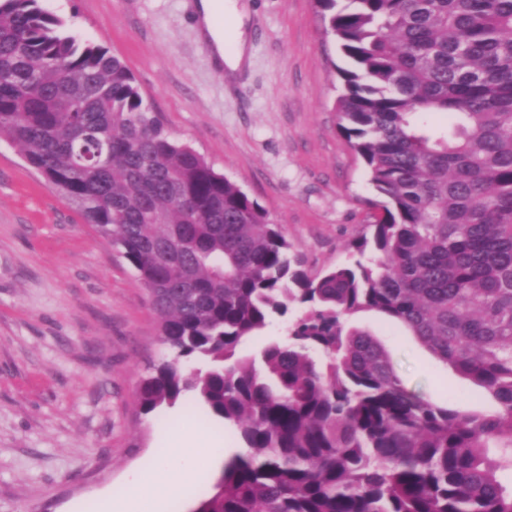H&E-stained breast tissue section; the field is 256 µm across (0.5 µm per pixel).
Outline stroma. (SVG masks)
<instances>
[{"instance_id": "35a3bbf8", "label": "stroma", "mask_w": 512, "mask_h": 512, "mask_svg": "<svg viewBox=\"0 0 512 512\" xmlns=\"http://www.w3.org/2000/svg\"><path fill=\"white\" fill-rule=\"evenodd\" d=\"M250 60L226 78L193 0H41L134 75L169 134L279 224L312 274L346 262L375 211L363 161L340 133L336 70L350 61L315 0H249ZM350 323L385 347L405 387L489 412L491 396L374 312ZM165 353L133 268L80 208L0 138V512H98L169 430L192 424L238 451L200 409L140 414L141 376Z\"/></svg>"}]
</instances>
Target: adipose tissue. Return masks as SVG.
<instances>
[{
	"label": "adipose tissue",
	"mask_w": 512,
	"mask_h": 512,
	"mask_svg": "<svg viewBox=\"0 0 512 512\" xmlns=\"http://www.w3.org/2000/svg\"><path fill=\"white\" fill-rule=\"evenodd\" d=\"M243 25L248 6L245 0H200L197 6L199 32L209 44L214 56L228 73H235L249 58V49L243 32L227 39L217 26V14ZM197 439L191 429L176 432L174 442H158L150 462L138 470L127 482L124 492L103 502L100 512H138L137 503L143 489H155L159 498L154 512H166L170 499L184 496L195 480Z\"/></svg>",
	"instance_id": "1"
}]
</instances>
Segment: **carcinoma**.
<instances>
[{"instance_id":"obj_1","label":"carcinoma","mask_w":512,"mask_h":512,"mask_svg":"<svg viewBox=\"0 0 512 512\" xmlns=\"http://www.w3.org/2000/svg\"><path fill=\"white\" fill-rule=\"evenodd\" d=\"M317 2L351 61L338 127L379 196L346 263L309 274L258 201L170 136L124 62L40 0H0V137L148 291L165 354L140 410L193 401L233 426L242 451L194 512H512L498 477L512 474V0ZM296 307L286 338L237 354ZM365 311L496 409L408 391L349 324Z\"/></svg>"}]
</instances>
